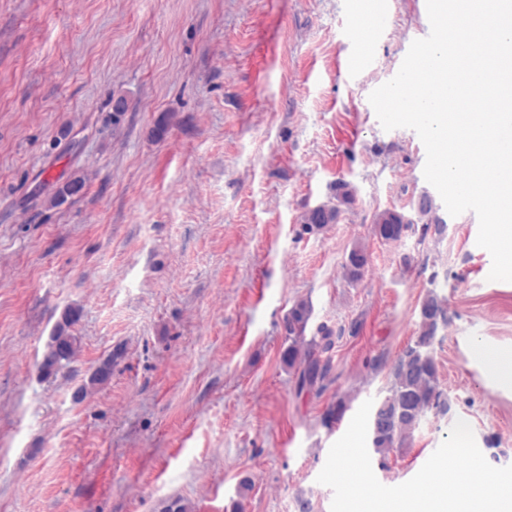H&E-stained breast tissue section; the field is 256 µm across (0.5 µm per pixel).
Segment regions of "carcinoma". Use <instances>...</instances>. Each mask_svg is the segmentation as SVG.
Masks as SVG:
<instances>
[{"mask_svg": "<svg viewBox=\"0 0 512 512\" xmlns=\"http://www.w3.org/2000/svg\"><path fill=\"white\" fill-rule=\"evenodd\" d=\"M84 188V179L75 176L62 184L55 192L51 206L58 207ZM355 192L350 183H336V204L314 207L301 215V224L306 231L319 230L328 224L337 223L341 206L351 205ZM440 207L428 194L422 195V203L414 208L415 217L395 209H385L375 214L372 232L388 243H397L405 238L414 225L422 224V238L440 236L447 223L439 214ZM367 265L365 248L354 247L342 265L343 276L354 282L361 278ZM81 309L68 308L62 316L43 352L39 369L48 378L66 368L80 350V339L72 332L79 320ZM312 318L309 301L299 300L290 308L285 320V342L281 351V362L296 373V387L321 391L330 372V358L326 353L335 345L331 329L322 326L320 336L306 339L305 333ZM448 326V307L437 294L428 293L420 308L417 335L406 346L392 367L393 382L388 394L376 405L370 420V438L374 452L385 456L395 448H403L428 412L445 413L448 405L442 399L438 370L431 353L440 330ZM113 358L100 362L90 373L88 380L76 391L82 399L88 393L108 384L112 378Z\"/></svg>", "mask_w": 512, "mask_h": 512, "instance_id": "cac0c4a2", "label": "carcinoma"}]
</instances>
